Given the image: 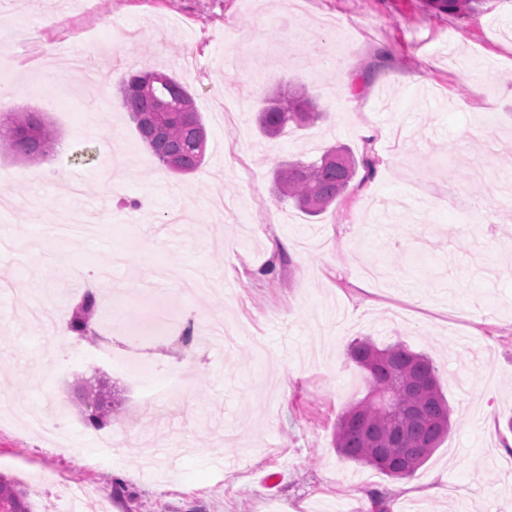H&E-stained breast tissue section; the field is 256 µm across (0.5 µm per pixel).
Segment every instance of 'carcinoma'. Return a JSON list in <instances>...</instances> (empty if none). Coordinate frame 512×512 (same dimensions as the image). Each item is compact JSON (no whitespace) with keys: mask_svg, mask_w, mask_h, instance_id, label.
I'll use <instances>...</instances> for the list:
<instances>
[{"mask_svg":"<svg viewBox=\"0 0 512 512\" xmlns=\"http://www.w3.org/2000/svg\"><path fill=\"white\" fill-rule=\"evenodd\" d=\"M444 13L465 17L478 11L484 0H427ZM154 72H140L120 86L122 105L136 125L142 140L164 167L176 174H189L203 162L206 132L190 92L173 76L147 86ZM323 118L315 99L302 86L276 91L262 101L257 112L261 132L270 138ZM54 129L28 109L13 112L11 126L0 137V149L36 160L53 150ZM357 173L353 154L339 146L320 150L312 159H298L274 168L279 198L290 200L309 215L324 211L348 187ZM99 309L97 295L85 292L69 328L94 342L101 337L94 322ZM349 356L366 373L368 396L343 413L336 425V449L346 459L367 465L389 477L413 475L448 436L451 410L432 359L402 344L377 347L357 340ZM387 393L394 409L381 406L377 396ZM80 408L88 424L102 428L112 421V399L101 383L83 391ZM0 512H33L27 493L19 484L0 474Z\"/></svg>","mask_w":512,"mask_h":512,"instance_id":"cac0c4a2","label":"carcinoma"}]
</instances>
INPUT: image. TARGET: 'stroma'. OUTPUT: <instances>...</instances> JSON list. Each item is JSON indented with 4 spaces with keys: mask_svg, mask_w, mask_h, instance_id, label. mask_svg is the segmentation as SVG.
<instances>
[{
    "mask_svg": "<svg viewBox=\"0 0 512 512\" xmlns=\"http://www.w3.org/2000/svg\"><path fill=\"white\" fill-rule=\"evenodd\" d=\"M10 103L57 134L45 157L0 152V474L34 512H61L56 484H84L98 512H503L512 502V0L461 18L424 0H0ZM175 75L207 130L205 160L169 172L122 106L137 71ZM301 85L326 120L267 138L263 97ZM493 124H485L486 112ZM347 146L358 169L311 217L275 203L276 163ZM126 256L101 288L125 300L103 330L147 383L175 372L178 402L150 421L142 390L71 338L60 375L29 322L68 321L86 276ZM64 255L55 264V255ZM238 327L240 340L182 347L166 317ZM401 343L434 362L453 409L417 471L422 492L343 458L336 423L363 399L350 344ZM103 380L109 428L77 395ZM76 449L27 433L46 401ZM141 453L100 467L98 437ZM273 484H266L267 476Z\"/></svg>",
    "mask_w": 512,
    "mask_h": 512,
    "instance_id": "1",
    "label": "stroma"
}]
</instances>
